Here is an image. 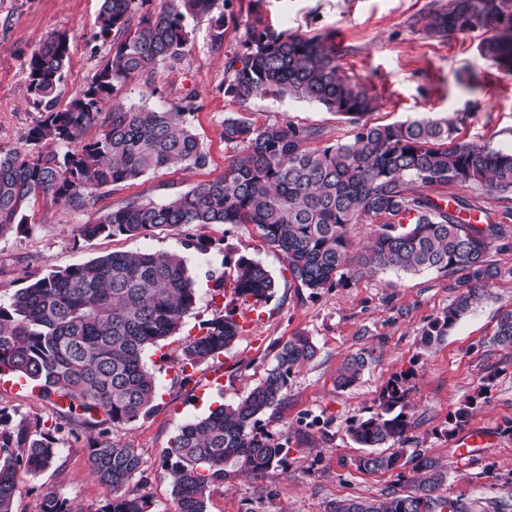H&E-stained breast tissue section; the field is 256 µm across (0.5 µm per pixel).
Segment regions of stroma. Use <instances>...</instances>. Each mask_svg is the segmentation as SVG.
Returning <instances> with one entry per match:
<instances>
[{
  "label": "stroma",
  "mask_w": 512,
  "mask_h": 512,
  "mask_svg": "<svg viewBox=\"0 0 512 512\" xmlns=\"http://www.w3.org/2000/svg\"><path fill=\"white\" fill-rule=\"evenodd\" d=\"M432 0H225L224 43L214 48L208 19L189 22L186 59L172 69H159L150 85L134 81L118 90L124 106L192 104L191 126L209 154L201 169H164L102 195L87 211H71L38 201L26 226L0 238V303L9 304L30 279L53 268L63 269L113 251L176 252L186 261L198 290L195 310L164 349H150L145 363L156 379L154 411L135 421L111 427L114 439L133 444L142 455L150 479L143 494L152 512H172V487L161 475L162 451L187 422L207 415L211 405L230 404L245 396L274 361L279 345L297 335L309 336L315 358L293 371L287 398L263 418L267 432L288 441L283 467L264 477L243 476L217 488L208 512H329L347 499L383 500L409 493L415 477L402 472L369 473L355 460L362 450L352 441V419L375 412L388 381L410 373L411 428L405 448L438 460L448 472L441 492L489 512L492 504L512 512V350L493 341L499 312L512 307V249L491 251L502 275L488 297L449 331L443 341L423 347L420 339L429 321L444 313L455 291L451 276L436 272L380 271L348 287L318 295L297 287L282 256L270 249L249 224H213L201 234L211 242L207 253L186 247L183 228L134 237L79 235L80 225L132 198L157 203L194 186L223 177L237 151L225 145V116L246 112L255 126L314 125L324 131L323 144L350 139L345 118L319 105L268 96L247 105L225 97L224 64L241 52L245 22L261 14L275 31L328 37L341 50V70L363 82L378 101L368 114L372 124H388L432 116L467 113L457 132L460 141L512 151V69L484 57L479 43L484 31L430 39L413 28V18L426 13ZM99 0H0V143L20 146L40 112L24 97L25 63L49 36L70 37L69 65L60 84L68 100L90 82L111 48L99 37L95 17ZM246 255L260 260L278 288L261 319L250 318V303L231 295L234 271L225 257ZM223 279L229 293L211 302L209 291ZM231 307L244 330L233 347L197 367L193 381L179 386L174 364L160 361L161 352L196 334L202 322ZM366 353L369 363L352 387L336 383L337 371L350 356ZM221 370L222 384L212 382ZM476 404L467 425L451 430L448 417L468 399ZM0 408L13 417L56 419L52 400L12 377L0 378ZM486 442L460 459L454 448L470 433ZM84 426L60 434L62 467L39 474H21L15 512H35L44 488L56 487L83 512H97L104 491L92 476Z\"/></svg>",
  "instance_id": "obj_1"
}]
</instances>
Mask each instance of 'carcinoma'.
Here are the masks:
<instances>
[{"label": "carcinoma", "mask_w": 512, "mask_h": 512, "mask_svg": "<svg viewBox=\"0 0 512 512\" xmlns=\"http://www.w3.org/2000/svg\"><path fill=\"white\" fill-rule=\"evenodd\" d=\"M101 0L96 24L112 38L109 55L90 83L61 103L58 87L69 59V35L50 37L26 65L25 93L44 112L26 146L0 144V238L28 222L31 203L43 199L73 211L94 207L102 190L172 167L203 168L209 156L188 122L192 106L124 107L112 95L134 78L150 81L160 67L186 57L187 21L208 17L212 42L224 41V0H173L174 6L142 16L137 3ZM429 38L491 27L482 54L512 67V0H448L431 4L415 20ZM244 50L225 66L224 96L245 105L277 95L315 103L354 125L352 139L323 147L317 126L292 122L254 127L243 116L224 118V143L239 155L218 180L201 183L164 203L134 198L80 226L87 239L136 236L169 228L250 224L279 252L291 279L311 294L346 287L363 273L436 271L455 276L453 302L429 322L421 342L443 340L472 311L501 271L492 250L512 246L508 226L459 199L442 204L429 190L473 183L512 203V153L457 141L454 119L425 117L385 125L362 118L376 109L366 86L342 74L336 45L322 36L275 32L260 15L245 21ZM99 127L96 136L86 131ZM69 151L59 154L57 146ZM384 219L380 231L353 260L349 229L361 218ZM234 292L261 310L277 283L258 260H233ZM197 303L194 281L176 252H112L51 270L0 305V376L37 383L41 396H56L57 421L15 419L0 409V512H14L20 471L61 467L56 434L82 423L98 429L87 439L90 471L103 487L95 512H150L134 482L147 481L141 453L112 438L106 425L127 423L153 409L156 382L144 354L179 331ZM242 326L227 311L201 324L176 350L179 383L188 369L213 360L236 341ZM493 342L512 348V308L503 310ZM317 347L306 335L285 342L264 377L243 398L184 424L163 452L162 470L172 485L174 512H207L210 492L238 476H266L285 463L288 443L269 434L261 417L281 405L288 379L310 362ZM367 366L355 355L338 374L354 385ZM409 375L393 377L378 398V411L353 421L349 434L368 452L357 467L388 472L413 464L415 492L384 501H340L330 512H469L460 499L439 493L447 480L440 465L402 448L408 420ZM36 512H83L52 486Z\"/></svg>", "instance_id": "obj_1"}]
</instances>
